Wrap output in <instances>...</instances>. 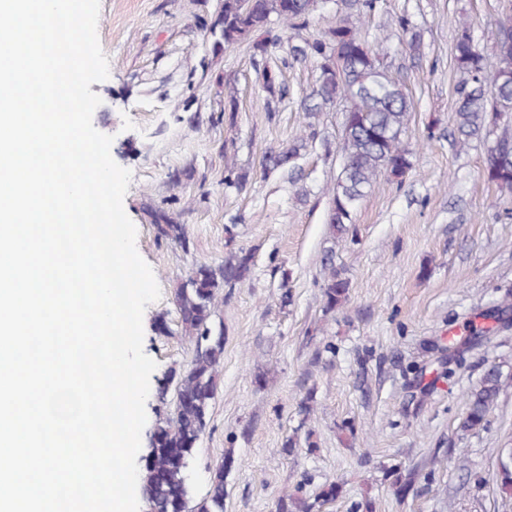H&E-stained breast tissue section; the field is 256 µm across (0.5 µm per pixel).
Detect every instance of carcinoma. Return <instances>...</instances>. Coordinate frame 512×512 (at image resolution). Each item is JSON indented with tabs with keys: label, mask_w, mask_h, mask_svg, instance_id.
<instances>
[{
	"label": "carcinoma",
	"mask_w": 512,
	"mask_h": 512,
	"mask_svg": "<svg viewBox=\"0 0 512 512\" xmlns=\"http://www.w3.org/2000/svg\"><path fill=\"white\" fill-rule=\"evenodd\" d=\"M329 2L220 0L214 26L220 27L216 43L226 48L245 43L253 56L262 58L272 48H283L289 59L314 64L318 71L316 83L301 100L306 117H315L340 97L347 100L341 143L343 165L329 189L326 220L334 239L347 231L352 214L380 175L399 183L411 170L410 152L403 145L401 134L413 105L383 65L385 40L370 43L359 32L377 11L379 0H335L345 12L341 22L319 39L283 45L273 30L275 23L304 29ZM453 55L462 75L453 104L456 145L464 147L503 127L491 149L486 176L499 188L512 192V15L501 24L490 54L474 43L470 27L461 25ZM305 148L306 140L300 138L267 152L264 172L281 171L298 179V160ZM153 224L158 236L186 245L183 225L173 223L165 212H154ZM325 265L330 272L321 290L323 311L328 314L347 303L350 282L333 267L331 248L326 251ZM252 268V256L243 252L229 255L219 266L198 263L176 292L178 326L193 344V355L187 367H173L167 375V383L174 385L173 409L158 416L150 434L139 475L144 512H224V477L232 467V458H224V463L215 469L208 491L198 501L192 498L187 469L205 430L224 363V338L211 328L218 290L247 280ZM504 387L501 368L487 367L478 385L467 394L466 411L460 422L462 432L486 425ZM496 485L499 496L512 501V465L502 464ZM299 492L297 488L295 493L279 498L276 512H322V507L334 501L340 490L338 485L328 484L311 501Z\"/></svg>",
	"instance_id": "carcinoma-1"
}]
</instances>
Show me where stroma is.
Listing matches in <instances>:
<instances>
[{
	"mask_svg": "<svg viewBox=\"0 0 512 512\" xmlns=\"http://www.w3.org/2000/svg\"><path fill=\"white\" fill-rule=\"evenodd\" d=\"M218 0H100L97 34L109 76L92 84L102 103L94 127L112 136L111 156L130 170L124 210L136 247L161 295L143 314V351L157 367L146 400L148 424L170 368L192 345L160 336L176 325L175 292L193 263L221 264L251 253L250 279L219 295L212 325L224 336V366L205 431L187 471L202 498L225 455L224 512H275L280 496L342 486L324 512H512L496 490L498 451L512 448V192L489 183L494 138L454 142L460 79L452 55L468 20L477 46L491 51L507 0H381L364 27L387 38L384 65L413 103L401 139L413 168L402 182L379 177L352 216L355 237L331 241L328 189L342 167L340 99L313 123L299 101L312 66L270 63L243 45L216 47ZM408 15L419 50L384 23ZM279 73L270 94L262 70ZM315 131L302 176H262L265 152ZM247 171L226 186L227 168ZM186 228L187 247L158 238L153 211ZM350 281L349 300L324 315L327 249ZM292 301L281 306L282 288ZM482 333L468 339L470 326ZM435 340L454 358L426 352ZM499 364L509 382L486 426L459 424L467 392ZM311 415H304V402ZM294 438L293 452L282 448ZM314 449H307V442Z\"/></svg>",
	"mask_w": 512,
	"mask_h": 512,
	"instance_id": "35a3bbf8",
	"label": "stroma"
}]
</instances>
